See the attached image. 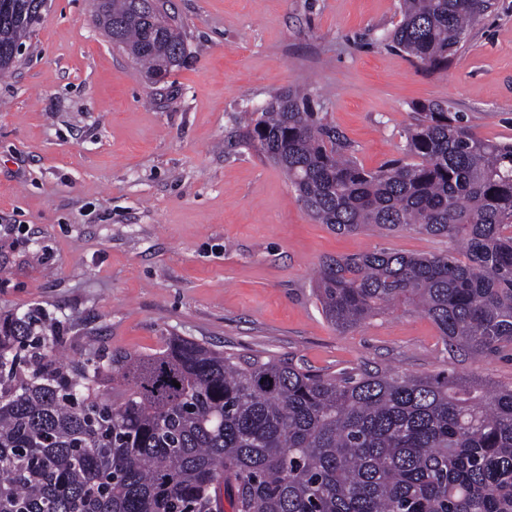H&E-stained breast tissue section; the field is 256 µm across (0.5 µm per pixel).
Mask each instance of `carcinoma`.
<instances>
[{"label":"carcinoma","mask_w":512,"mask_h":512,"mask_svg":"<svg viewBox=\"0 0 512 512\" xmlns=\"http://www.w3.org/2000/svg\"><path fill=\"white\" fill-rule=\"evenodd\" d=\"M9 2L1 75L45 7ZM492 6L400 0L389 39L446 70ZM96 17L154 85L189 58L167 0H97ZM417 113L404 157L376 171L297 87L234 137L338 233L456 245L326 259L314 295L332 326L410 307L449 351L511 352L512 142L480 138L448 102ZM61 342L34 314L0 317V512H512V383L453 370L321 373L182 336L146 354L98 345L64 363Z\"/></svg>","instance_id":"obj_1"}]
</instances>
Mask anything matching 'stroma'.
Masks as SVG:
<instances>
[{
	"label": "stroma",
	"mask_w": 512,
	"mask_h": 512,
	"mask_svg": "<svg viewBox=\"0 0 512 512\" xmlns=\"http://www.w3.org/2000/svg\"><path fill=\"white\" fill-rule=\"evenodd\" d=\"M189 53L164 91L96 22V0H48L0 76V315L44 311L63 360L89 343L139 353L186 336L316 372L449 368L512 382V355L446 351L400 308L348 331L324 317L320 262L374 248L447 251L414 232L340 234L310 218L280 168L228 145L242 112L308 87L376 170L400 157L418 103L451 102L512 142V0L445 71L387 47L399 0H169Z\"/></svg>",
	"instance_id": "35a3bbf8"
}]
</instances>
